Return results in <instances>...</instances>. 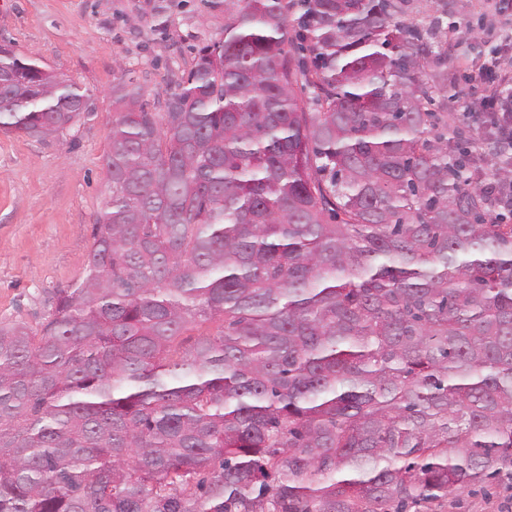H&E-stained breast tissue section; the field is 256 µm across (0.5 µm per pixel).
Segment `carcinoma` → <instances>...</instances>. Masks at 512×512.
Segmentation results:
<instances>
[{
  "label": "carcinoma",
  "mask_w": 512,
  "mask_h": 512,
  "mask_svg": "<svg viewBox=\"0 0 512 512\" xmlns=\"http://www.w3.org/2000/svg\"><path fill=\"white\" fill-rule=\"evenodd\" d=\"M408 2L224 0L163 111L117 78L86 275L0 324V512H409L512 481V160L432 109L448 51ZM0 73L1 130L94 110L6 45Z\"/></svg>",
  "instance_id": "obj_1"
}]
</instances>
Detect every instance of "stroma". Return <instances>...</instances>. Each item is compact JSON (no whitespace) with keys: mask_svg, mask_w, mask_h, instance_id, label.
<instances>
[{"mask_svg":"<svg viewBox=\"0 0 512 512\" xmlns=\"http://www.w3.org/2000/svg\"><path fill=\"white\" fill-rule=\"evenodd\" d=\"M408 14L438 18L447 31L448 116L453 125L478 126L485 91L472 78L474 63L490 65L495 83L512 88V8L504 0H411ZM225 21L224 0H0V44L76 83L95 106L49 143L0 132V322H44L57 290L85 275L107 196L115 78L131 77L149 102L163 99L194 48L223 37ZM465 30L480 55L459 45ZM509 497L512 485L493 484L427 512H495Z\"/></svg>","mask_w":512,"mask_h":512,"instance_id":"stroma-1","label":"stroma"}]
</instances>
